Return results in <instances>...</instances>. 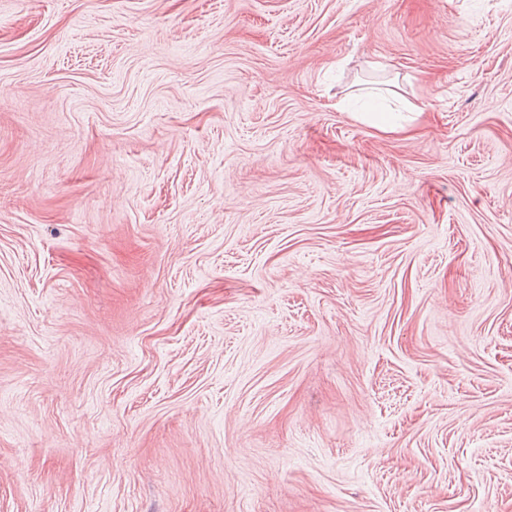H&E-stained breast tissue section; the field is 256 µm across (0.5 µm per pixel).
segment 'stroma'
<instances>
[{"instance_id": "35a3bbf8", "label": "stroma", "mask_w": 512, "mask_h": 512, "mask_svg": "<svg viewBox=\"0 0 512 512\" xmlns=\"http://www.w3.org/2000/svg\"><path fill=\"white\" fill-rule=\"evenodd\" d=\"M0 512H512V0H0ZM397 112H356L354 118L385 134H406L412 131L409 124L402 122Z\"/></svg>"}]
</instances>
